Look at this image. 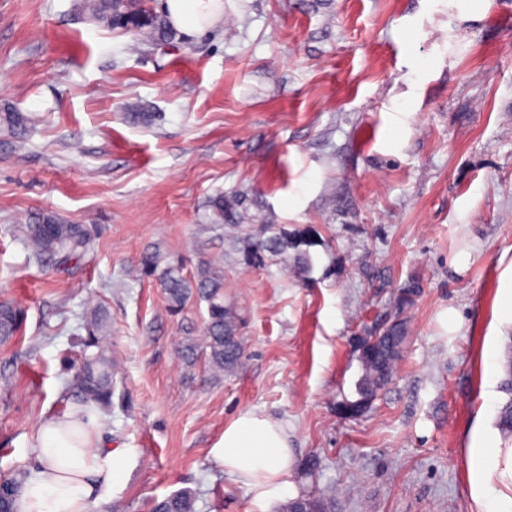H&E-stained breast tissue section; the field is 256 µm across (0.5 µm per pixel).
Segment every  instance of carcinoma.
Masks as SVG:
<instances>
[{"instance_id":"obj_1","label":"carcinoma","mask_w":512,"mask_h":512,"mask_svg":"<svg viewBox=\"0 0 512 512\" xmlns=\"http://www.w3.org/2000/svg\"><path fill=\"white\" fill-rule=\"evenodd\" d=\"M81 7L97 22L120 29L139 37L144 45L171 44L177 33L168 20L144 5L143 0H83ZM128 118L134 123H148L152 113L138 103L126 107ZM31 117L5 105L0 109V127L16 138H22L29 127ZM241 201L237 195H219L209 204L211 221L222 224L234 233ZM26 241L31 255L38 261L50 259L65 266L82 256L95 233V227L87 224H69L50 212L31 217L25 227ZM260 240L243 242L240 261L247 266H261L273 258L288 259V250L294 251V267L304 275L314 266L311 248L320 241L310 234H288L285 230L273 231V225H258ZM142 274L154 276L163 289L168 310L177 315L188 301L200 300L207 305L204 344L208 365L216 374L235 371L241 363L243 348L240 330L243 318L237 308L224 299V263L207 262L199 265L193 277L187 278L180 264H172L159 250L144 252L139 260ZM418 285L410 284L398 289L394 298L396 313H401L411 303ZM20 308L8 302H0V342L17 335L22 325ZM109 316L106 310L94 306L85 310L82 325L86 335L78 338L79 358L70 366L64 399L70 401L77 415L97 410L105 413L112 405L115 392L116 365L112 350L106 341ZM373 356L358 357L360 376L355 382L357 398H345L341 405L352 410L368 405L378 392L396 374L406 341V324L399 317L375 328L369 335ZM27 477L23 471L0 482L4 494V506L15 512L21 485ZM197 494L192 490H179L154 503L151 512H196ZM281 512H334L332 502L314 495H300L288 500Z\"/></svg>"}]
</instances>
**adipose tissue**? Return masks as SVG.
Segmentation results:
<instances>
[{"label": "adipose tissue", "mask_w": 512, "mask_h": 512, "mask_svg": "<svg viewBox=\"0 0 512 512\" xmlns=\"http://www.w3.org/2000/svg\"><path fill=\"white\" fill-rule=\"evenodd\" d=\"M161 12L187 36L207 32L224 17V0H161ZM101 415L73 411L46 415L35 430L31 466L17 512H90L122 475V452L102 444ZM214 457L263 499L290 493L293 456L283 425L244 411L224 429ZM465 465L479 512H512V435L484 426L468 448Z\"/></svg>", "instance_id": "ef3b65f1"}]
</instances>
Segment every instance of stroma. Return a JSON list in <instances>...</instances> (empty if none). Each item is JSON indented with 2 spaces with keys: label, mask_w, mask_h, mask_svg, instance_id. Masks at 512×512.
<instances>
[{
  "label": "stroma",
  "mask_w": 512,
  "mask_h": 512,
  "mask_svg": "<svg viewBox=\"0 0 512 512\" xmlns=\"http://www.w3.org/2000/svg\"><path fill=\"white\" fill-rule=\"evenodd\" d=\"M77 3L0 0V106L32 118L24 138L0 132V300L25 311L0 344V481L28 468L42 417L67 410L93 304L118 358L102 442L124 462L92 512H150L180 489L197 512H279L214 459L246 410L284 423L294 494L331 491L336 512H475L466 450L512 398V328L494 329L512 270V0L468 20L455 0H224L215 29L142 52ZM135 101L151 124L125 120ZM231 192L245 224L321 239L308 277L238 264L209 218ZM40 212L96 226L79 260L30 258ZM153 247L188 273L223 258L246 317L238 372L208 367L205 303L171 315L158 282L136 277ZM409 282L398 370L344 417L353 340L397 314Z\"/></svg>",
  "instance_id": "obj_1"
}]
</instances>
